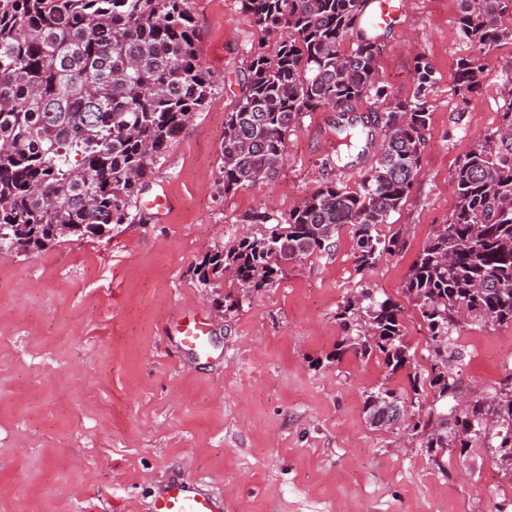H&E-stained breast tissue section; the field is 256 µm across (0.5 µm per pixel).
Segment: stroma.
Listing matches in <instances>:
<instances>
[{
	"instance_id": "obj_1",
	"label": "stroma",
	"mask_w": 512,
	"mask_h": 512,
	"mask_svg": "<svg viewBox=\"0 0 512 512\" xmlns=\"http://www.w3.org/2000/svg\"><path fill=\"white\" fill-rule=\"evenodd\" d=\"M189 7L216 89L156 168L135 220L40 252L0 253V512H148L174 477L221 494L225 512H496L512 484L490 449L450 451L438 469L407 431L376 429L363 413L366 394L403 376L373 358L331 355L336 309L353 290L403 300L410 265L456 206V166L500 123L512 40L461 97L459 0H404L397 22L376 31L379 80L410 98L423 58L435 84L421 173L390 219L402 251L359 277L341 230L332 256L285 265L225 317L217 304L239 285L200 281L197 268L236 240L243 215L288 214L325 180L337 113L307 114L273 179L224 194V114L254 49L275 40L239 0ZM159 194L167 208L153 206ZM183 315L205 323L206 353L173 334ZM452 344L463 390L491 395L512 375V326L469 321Z\"/></svg>"
}]
</instances>
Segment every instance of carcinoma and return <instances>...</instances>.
<instances>
[{"mask_svg":"<svg viewBox=\"0 0 512 512\" xmlns=\"http://www.w3.org/2000/svg\"><path fill=\"white\" fill-rule=\"evenodd\" d=\"M253 23L279 35L253 54L232 111L224 115V194L271 180L285 161L288 136L320 108L342 109L332 170L364 158L376 131L380 156L359 187L329 178L288 215L256 211L242 235L215 250L201 278L229 274L244 290L274 285L283 265L328 257L339 230L355 243V267L371 271L402 246L401 232L382 233L406 201L420 171L429 127L432 67L417 61L419 85L408 100L389 97L377 80L380 44L366 15L369 0H241ZM460 37L470 51L457 62V92L473 93L498 44L512 0H461ZM351 48L344 50L345 41ZM189 0H0V252L42 251L68 236H101L133 219L132 209L215 79L197 53ZM496 131L478 140L453 173L457 205L437 225L409 267L403 293L428 330L430 370L414 371L405 310L367 288L336 310L343 333L334 361L349 351L372 355L388 373H406L411 391L382 385L364 414L384 428L383 412L408 402L407 426L438 468L450 448L475 443L494 450L512 482V384L455 411L442 403L459 393L452 333L469 317L512 325V77ZM373 95L385 111L356 118L354 102ZM427 384L432 401L419 384Z\"/></svg>","mask_w":512,"mask_h":512,"instance_id":"obj_1","label":"carcinoma"}]
</instances>
